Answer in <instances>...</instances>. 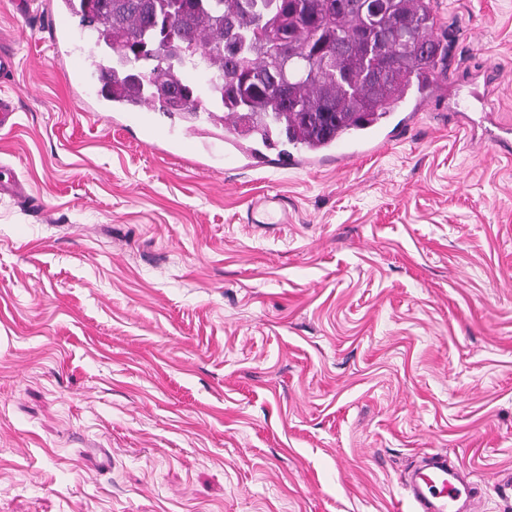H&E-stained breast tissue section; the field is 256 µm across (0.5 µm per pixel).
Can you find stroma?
Returning <instances> with one entry per match:
<instances>
[{"label": "stroma", "mask_w": 512, "mask_h": 512, "mask_svg": "<svg viewBox=\"0 0 512 512\" xmlns=\"http://www.w3.org/2000/svg\"><path fill=\"white\" fill-rule=\"evenodd\" d=\"M433 5L454 62L378 153L252 170L203 118L154 115L212 154L146 146L70 84L58 0H0V512H411L434 453L512 512V0ZM263 193L287 223H249Z\"/></svg>", "instance_id": "obj_1"}]
</instances>
